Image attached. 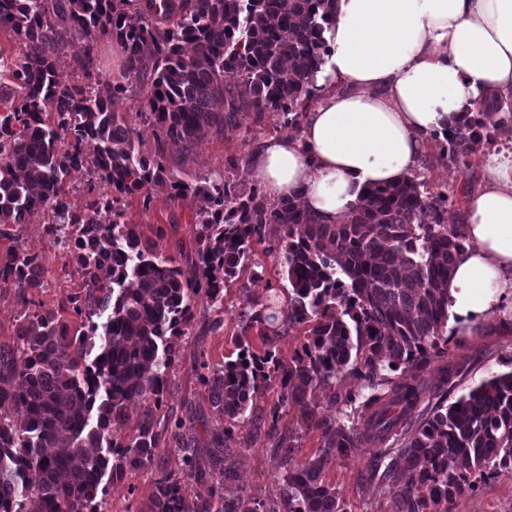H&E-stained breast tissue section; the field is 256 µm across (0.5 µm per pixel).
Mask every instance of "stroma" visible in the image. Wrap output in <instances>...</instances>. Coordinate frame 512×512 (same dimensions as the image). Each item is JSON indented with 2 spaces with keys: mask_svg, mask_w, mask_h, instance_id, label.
<instances>
[{
  "mask_svg": "<svg viewBox=\"0 0 512 512\" xmlns=\"http://www.w3.org/2000/svg\"><path fill=\"white\" fill-rule=\"evenodd\" d=\"M83 49V42L73 39L59 53L57 75L62 84H88L118 77L123 61L119 44L107 38L99 39L94 50L96 66L89 74L76 62ZM276 132L275 120L269 117L263 124H251L221 137L206 136L190 153L166 145L164 162L176 176L192 184L203 183L219 172L227 180L248 186L256 181L249 164L252 146ZM419 177L431 187H451L467 182L477 188L483 180V162L475 160L469 170L458 172L448 166L434 144L429 143L421 159ZM149 194L151 199L147 202L138 194L120 201L119 207L126 221L139 225L143 237L155 242L163 256L186 261L193 250L190 200L175 197L165 183L152 185ZM49 222V214L41 212L29 223L12 225L10 236H0V258L7 251L20 248L38 253L45 269L42 288L25 299L21 298L14 283L0 281L1 348L12 346L19 322L36 313H55L74 332L88 329L87 321L65 306L69 295L82 290L84 279L67 246L49 231ZM254 252L266 269V278L252 281L244 276L225 290L221 329L213 331L209 328L215 317L209 300L203 296L195 299L190 330L173 339L176 361L167 377L163 404L155 415L162 430L154 461L125 481L109 486L105 512H140L156 480L162 474L177 472L180 449L169 428L174 420L202 415L210 428H221V419L211 412L202 377L206 372L222 368L225 360L235 356L231 336L237 330L238 315L248 298H264L268 286L277 287L283 283L280 267L264 245H255ZM448 357L465 364L448 395L453 401L482 380L512 370V331L501 327L498 318H491L475 335L450 337ZM278 393L275 387L265 391L263 399L256 405L252 421L229 443L224 462L235 472L232 483L235 489L265 497L277 495L280 475L273 458V440L268 435L270 424H277L279 433L300 435L299 458L314 454L322 444L321 431L300 429L297 409L283 411L278 421H271L270 410ZM374 453V448L366 445L352 449L324 474L326 481L336 485L346 499L350 512H398V504L386 485L366 481ZM449 512H512V476L500 475L478 481L474 491L457 497L450 504Z\"/></svg>",
  "mask_w": 512,
  "mask_h": 512,
  "instance_id": "obj_1",
  "label": "stroma"
}]
</instances>
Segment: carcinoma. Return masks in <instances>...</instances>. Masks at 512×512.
Instances as JSON below:
<instances>
[{"label":"carcinoma","mask_w":512,"mask_h":512,"mask_svg":"<svg viewBox=\"0 0 512 512\" xmlns=\"http://www.w3.org/2000/svg\"><path fill=\"white\" fill-rule=\"evenodd\" d=\"M336 0H0V26L25 48L11 68L13 99L0 113V236L51 209L49 225L75 228L73 260L86 279L68 297L92 336H72L53 313L33 315L15 332V348L0 354V512H101L103 479L121 482L153 459L159 433L154 411L164 397L174 355L169 337L190 326L193 300L204 294L219 311L224 289L259 263L252 244L276 232L268 251L279 256L288 285L264 300L247 299L234 335L240 356L203 378L219 430L195 419L175 424L182 442L179 473L157 479L145 512H347L326 469L357 444L377 448L369 481L398 453L408 480L388 484L405 512H441L454 497L489 475H512V371L481 382L448 403V278L464 239L456 223L471 186L422 192L415 179L371 188L337 224H315L294 200L269 203L256 184L219 176L192 185L164 163V144L189 152L205 133L224 135L249 118L275 117L298 133L314 103ZM106 37L125 53L124 77L62 86L56 60L69 39L85 41L80 60L93 64ZM151 64L150 73L142 68ZM136 96L138 113L156 131L145 152L112 99ZM449 136L432 134L439 154L464 171L502 133H512V99L486 103L456 117ZM71 138L70 149L58 151ZM94 169L107 189L82 212L67 194L71 172ZM167 182L193 199L196 256L190 271L163 257L125 222L115 206ZM112 212V222L98 220ZM38 255L10 250L0 280L21 293L43 286ZM288 313L303 330L290 361L273 348L275 322ZM101 319L97 323L94 318ZM256 331L264 352L253 350ZM441 363L439 377L422 373ZM350 370L365 393L336 390ZM398 376H392V373ZM279 388L270 410L299 408L303 427L325 441L307 459L295 457L291 436L275 438L282 493L266 501L227 487L224 444L249 422L269 386ZM330 390V414L315 397ZM144 410L133 431L128 409ZM34 470L38 479H28ZM212 479L209 499L189 508L181 476Z\"/></svg>","instance_id":"carcinoma-1"}]
</instances>
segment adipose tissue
Listing matches in <instances>:
<instances>
[{"label": "adipose tissue", "mask_w": 512, "mask_h": 512, "mask_svg": "<svg viewBox=\"0 0 512 512\" xmlns=\"http://www.w3.org/2000/svg\"><path fill=\"white\" fill-rule=\"evenodd\" d=\"M323 92L299 134L262 139L266 195L336 224L372 187L415 177L429 135L475 101L512 91V0H336ZM466 204V249L448 283V325L468 335L512 306V150L484 157Z\"/></svg>", "instance_id": "ef3b65f1"}]
</instances>
